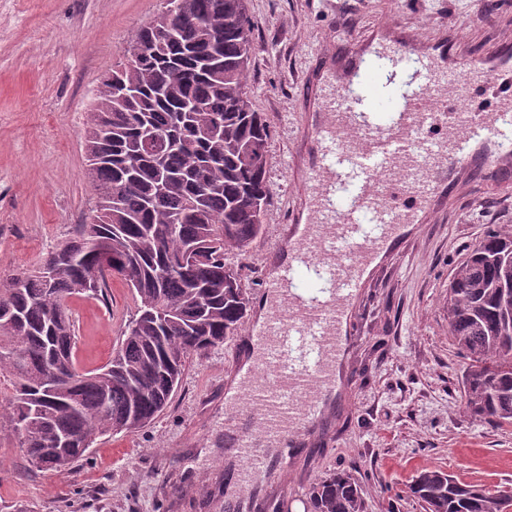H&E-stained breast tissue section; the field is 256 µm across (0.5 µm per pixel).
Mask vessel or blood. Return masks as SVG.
I'll list each match as a JSON object with an SVG mask.
<instances>
[{"instance_id": "1", "label": "vessel or blood", "mask_w": 512, "mask_h": 512, "mask_svg": "<svg viewBox=\"0 0 512 512\" xmlns=\"http://www.w3.org/2000/svg\"><path fill=\"white\" fill-rule=\"evenodd\" d=\"M435 31L425 41L401 22L378 25L327 53L310 74L319 102L291 161L306 221L281 226L287 258H266L261 287L282 303L255 328L262 357L230 388L236 409L224 415L239 487L271 464L289 468L277 448L315 445L335 399L353 388L345 360L370 268L415 239L431 216L447 214L461 173L512 180V95L499 85L512 69V47L475 55L447 25ZM479 88L494 94L495 106L465 107ZM305 273L318 291L298 288ZM243 409L260 421V435L245 425Z\"/></svg>"}]
</instances>
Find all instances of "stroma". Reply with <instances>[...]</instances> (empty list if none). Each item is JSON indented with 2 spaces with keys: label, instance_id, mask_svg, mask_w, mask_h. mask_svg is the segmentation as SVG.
<instances>
[{
  "label": "stroma",
  "instance_id": "1",
  "mask_svg": "<svg viewBox=\"0 0 512 512\" xmlns=\"http://www.w3.org/2000/svg\"><path fill=\"white\" fill-rule=\"evenodd\" d=\"M162 0H0V276L35 270L77 225L94 192L83 147L93 92L123 61L136 31ZM253 33L249 90L271 128L267 223L230 263L261 279L277 227L299 206L289 152L304 109L302 79L320 53L388 20L420 35L447 23L461 44L485 52L512 41V0H247ZM512 229V186L472 176L447 216L420 228L393 269H376L358 302L360 334L347 360L367 374L340 401V415L289 469L272 467L237 502L224 465V367L251 331L194 356L170 403L144 428L97 439L87 459L61 471L33 468L0 430V512H256L266 497L307 512L311 484L343 471L361 486L367 512H423L406 489L439 468L460 481L512 488V427L472 418L463 407L465 364L448 335L453 267L488 227ZM139 298L112 278L106 299L76 295L80 368L106 365Z\"/></svg>",
  "mask_w": 512,
  "mask_h": 512
}]
</instances>
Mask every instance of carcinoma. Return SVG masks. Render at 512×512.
Listing matches in <instances>:
<instances>
[{
    "label": "carcinoma",
    "instance_id": "carcinoma-1",
    "mask_svg": "<svg viewBox=\"0 0 512 512\" xmlns=\"http://www.w3.org/2000/svg\"><path fill=\"white\" fill-rule=\"evenodd\" d=\"M251 50L246 0H164L113 71L120 87L97 86L84 133L92 221L33 273L0 277V376L12 386L0 419L35 468L63 471L99 437L150 423L190 359L235 335L251 289L226 247L247 252L271 193L270 125L247 88ZM112 277L137 294L138 314L110 362L81 371L67 299L102 298ZM448 332L466 359V412L512 426L511 230H488L453 268ZM48 366L59 381L44 382ZM408 490L424 512L512 507V492L440 469ZM308 495L310 512H366L345 472Z\"/></svg>",
    "mask_w": 512,
    "mask_h": 512
}]
</instances>
